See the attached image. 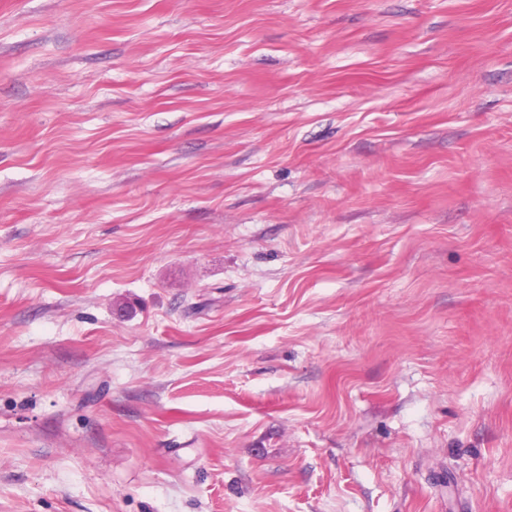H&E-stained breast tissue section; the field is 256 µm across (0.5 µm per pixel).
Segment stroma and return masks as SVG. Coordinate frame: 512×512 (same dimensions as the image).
I'll use <instances>...</instances> for the list:
<instances>
[{"mask_svg": "<svg viewBox=\"0 0 512 512\" xmlns=\"http://www.w3.org/2000/svg\"><path fill=\"white\" fill-rule=\"evenodd\" d=\"M0 512H512V0H0Z\"/></svg>", "mask_w": 512, "mask_h": 512, "instance_id": "1", "label": "stroma"}]
</instances>
